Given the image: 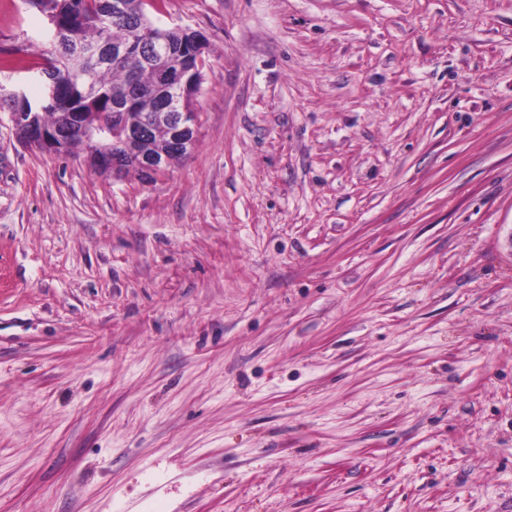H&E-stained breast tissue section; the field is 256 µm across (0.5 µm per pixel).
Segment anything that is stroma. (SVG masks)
<instances>
[{
  "label": "stroma",
  "instance_id": "stroma-1",
  "mask_svg": "<svg viewBox=\"0 0 512 512\" xmlns=\"http://www.w3.org/2000/svg\"><path fill=\"white\" fill-rule=\"evenodd\" d=\"M165 3L164 177L0 112V512H512V0Z\"/></svg>",
  "mask_w": 512,
  "mask_h": 512
}]
</instances>
